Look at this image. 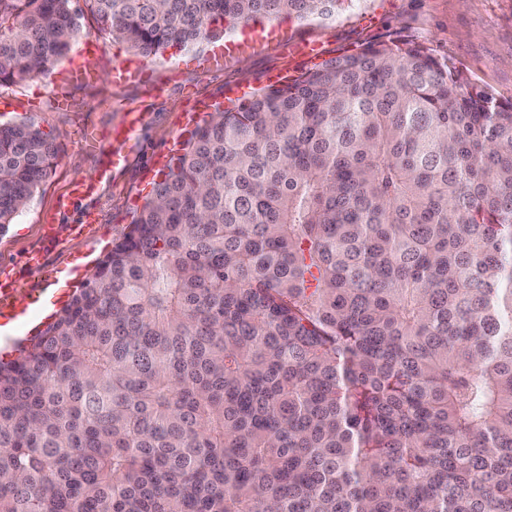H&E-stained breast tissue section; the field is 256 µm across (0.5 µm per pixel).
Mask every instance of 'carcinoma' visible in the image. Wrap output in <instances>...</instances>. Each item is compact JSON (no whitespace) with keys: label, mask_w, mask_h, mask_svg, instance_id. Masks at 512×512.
I'll return each instance as SVG.
<instances>
[{"label":"carcinoma","mask_w":512,"mask_h":512,"mask_svg":"<svg viewBox=\"0 0 512 512\" xmlns=\"http://www.w3.org/2000/svg\"><path fill=\"white\" fill-rule=\"evenodd\" d=\"M355 0H83L143 58ZM72 0H0V86ZM0 124V231L57 163ZM0 512H512V98L368 44L198 127L0 360Z\"/></svg>","instance_id":"cac0c4a2"}]
</instances>
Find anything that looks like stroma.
<instances>
[{
  "label": "stroma",
  "mask_w": 512,
  "mask_h": 512,
  "mask_svg": "<svg viewBox=\"0 0 512 512\" xmlns=\"http://www.w3.org/2000/svg\"><path fill=\"white\" fill-rule=\"evenodd\" d=\"M279 23L276 38L216 60L204 74L189 66L188 58L211 54L222 42L238 39L241 28H228L222 38L152 57L142 82L112 84L113 66L136 61L137 56L125 44L102 37L98 52L90 57L98 72L92 82L70 85L64 79L71 62L84 52L79 41L55 64L51 77L0 87V98L9 102L8 110L0 111V122L33 121L62 149L29 207L0 234V274L27 287L33 274L26 256L35 250L44 251L51 266L64 267L81 256L85 270H92L113 240L127 232L161 170L179 154L191 131L215 106L228 105L230 88L244 86L257 93L269 86L271 75L291 79L342 52L403 39L453 61L472 83L496 96L512 97V0H355L333 15L283 16ZM62 94L73 101L72 111L58 108L56 100ZM125 102L143 107L146 121L127 165L101 181V154L110 148L112 129L124 122ZM87 124L99 132V154L86 153L78 144L79 132ZM89 180L96 183L92 195L67 209L57 208V199L74 183ZM90 211L99 216L97 228L74 236L72 226L82 223Z\"/></svg>",
  "instance_id": "35a3bbf8"
}]
</instances>
